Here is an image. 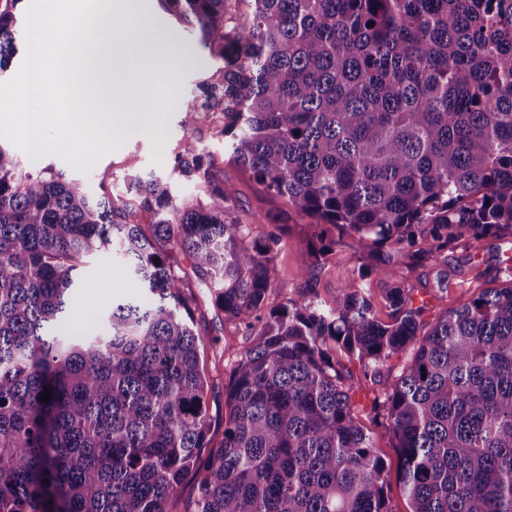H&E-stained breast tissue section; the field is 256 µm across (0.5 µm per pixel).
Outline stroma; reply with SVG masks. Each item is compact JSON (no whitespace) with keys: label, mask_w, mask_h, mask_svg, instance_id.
<instances>
[{"label":"stroma","mask_w":512,"mask_h":512,"mask_svg":"<svg viewBox=\"0 0 512 512\" xmlns=\"http://www.w3.org/2000/svg\"><path fill=\"white\" fill-rule=\"evenodd\" d=\"M191 61L177 65L168 79L152 91L153 105L163 125L161 135H153L135 128L125 130L113 150L99 155L89 172H81L61 154L48 152L32 160V168L53 166L92 193H116L126 177L136 174H154L166 179L174 195L181 200L199 197V188L179 176L173 169V156L182 148L184 138H192L213 158L218 174L231 178L239 197V216L248 223L264 222L266 216L286 213L284 245L275 261L273 290L270 304L282 297L302 292L306 283H313L318 303L333 304L337 293L353 272L357 243L343 238L336 247L333 260L319 269L310 268L309 243L311 219L297 211L283 199L266 194L250 175L228 164L224 154V140L217 136L215 127L219 115L210 113L198 118L191 127H184L186 109L192 103V90L198 83L210 80L222 68V61L212 58L200 48H192ZM512 257V232L490 237L471 247L461 246L448 254L453 270L447 289L435 283L433 262H425L412 270L399 273L400 282L411 287L416 304L424 308L423 320L434 323L445 311L469 302L485 288L492 287L495 270L502 260ZM77 320L85 325L95 319L105 305L140 295L129 265L117 254L102 253L87 263L77 279ZM192 307L198 327L211 344L203 355L204 364L213 379L208 393L212 414L224 410V384L227 382L235 355L249 345V338L225 323L213 305L212 292L205 286L193 285ZM335 357L342 364L343 373L356 383L352 400L360 410V421L371 428L374 443L385 459L390 476L385 488L391 512H410L406 498L395 476L397 457L393 442L383 429L374 427L370 407L379 385L364 380L357 360L347 359L344 352Z\"/></svg>","instance_id":"stroma-1"}]
</instances>
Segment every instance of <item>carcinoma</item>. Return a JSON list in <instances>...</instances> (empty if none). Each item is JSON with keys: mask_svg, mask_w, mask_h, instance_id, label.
<instances>
[{"mask_svg": "<svg viewBox=\"0 0 512 512\" xmlns=\"http://www.w3.org/2000/svg\"><path fill=\"white\" fill-rule=\"evenodd\" d=\"M19 2L0 0V71ZM159 3L224 62L184 125L222 113L228 162L313 219V265L330 228L357 239L353 276L328 309L268 307L281 228L243 223L195 144L173 169L203 197L182 201L152 174L93 197L0 145V512H174L186 486L184 512H391L329 339L371 380L410 350L372 408L410 512H512V263L423 335L411 289L386 290L381 322L363 288L512 229V0ZM110 248L144 296L80 331L76 275ZM182 256L251 337L219 421Z\"/></svg>", "mask_w": 512, "mask_h": 512, "instance_id": "obj_1", "label": "carcinoma"}]
</instances>
